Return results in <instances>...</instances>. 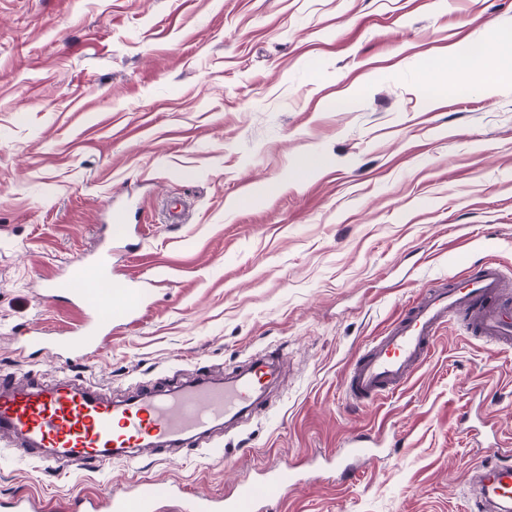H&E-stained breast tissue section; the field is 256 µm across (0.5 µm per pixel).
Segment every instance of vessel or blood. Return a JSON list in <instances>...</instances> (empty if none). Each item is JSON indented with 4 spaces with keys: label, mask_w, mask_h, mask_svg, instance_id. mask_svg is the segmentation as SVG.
<instances>
[{
    "label": "vessel or blood",
    "mask_w": 512,
    "mask_h": 512,
    "mask_svg": "<svg viewBox=\"0 0 512 512\" xmlns=\"http://www.w3.org/2000/svg\"><path fill=\"white\" fill-rule=\"evenodd\" d=\"M96 282L85 267L73 268L63 285L81 303L83 320L44 342L27 336L23 345H49L67 360H82L95 352L104 333L128 323L143 300L141 279H112V251L98 246ZM462 325L482 336L495 350L512 348V279L498 262L462 261L450 282L435 283L407 304L402 313L358 351L345 374L349 398L370 405L404 386L432 355L440 332ZM277 355L256 360L242 376L222 383L207 379L177 388H151L125 402L105 398L99 391L73 384L46 386L20 382L0 373V435L18 438L16 453L59 471L84 470L113 460L133 461L141 453L163 455L174 448L199 447L201 440L233 420L252 413L259 396L276 380ZM378 439L355 437L337 458L341 478L356 474L355 459L379 447ZM482 506L512 512V457L488 452L475 470ZM297 480L288 466L270 470L261 481H242L232 494L218 498L190 496L187 512H256L261 503L280 500ZM172 486L138 483L132 495L105 494L91 504L92 512H156Z\"/></svg>",
    "instance_id": "1"
}]
</instances>
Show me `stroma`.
I'll use <instances>...</instances> for the list:
<instances>
[{"instance_id":"1","label":"stroma","mask_w":512,"mask_h":512,"mask_svg":"<svg viewBox=\"0 0 512 512\" xmlns=\"http://www.w3.org/2000/svg\"><path fill=\"white\" fill-rule=\"evenodd\" d=\"M512 39V0H0V371L139 388L225 378L280 355V382L218 453L69 473L0 437V503L70 512L137 481L219 496L283 464L311 480L271 512H476L469 471L512 454V351L443 331L402 388L345 395L358 350L454 258L512 276V75L485 89L430 64ZM320 158L307 172L303 162ZM190 205L167 224L165 198ZM146 306L89 358L22 350L80 317L48 300L112 237ZM390 445L356 477L327 463L360 433Z\"/></svg>"}]
</instances>
